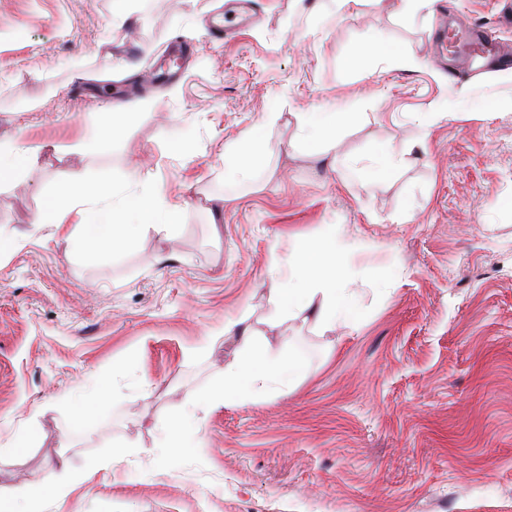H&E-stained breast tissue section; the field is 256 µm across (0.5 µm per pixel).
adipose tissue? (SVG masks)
Returning a JSON list of instances; mask_svg holds the SVG:
<instances>
[{
    "label": "adipose tissue",
    "mask_w": 512,
    "mask_h": 512,
    "mask_svg": "<svg viewBox=\"0 0 512 512\" xmlns=\"http://www.w3.org/2000/svg\"><path fill=\"white\" fill-rule=\"evenodd\" d=\"M512 104V88H490L452 93L445 106L448 114L490 112L500 103ZM151 99L142 98L112 109L111 121L91 118L76 147L82 152L108 154L132 127L136 119L153 109ZM306 141L318 143L328 156L331 170L344 183H366L384 177L404 162L403 157L378 151L367 158L337 154L344 127L357 120L354 112H299L295 115ZM278 112L263 113L258 128L247 129L237 142L225 147L220 156V175L225 199H235L255 187L272 171L266 134L280 121ZM179 207L155 183L152 174L129 181L116 172L101 170L90 181L59 187L47 198V208L34 221L68 228L70 257L94 262L104 256L118 257L132 248L140 234L172 231ZM109 216L112 233L97 237L87 231L92 215ZM374 241L348 234L338 224L324 225L321 235L311 241L296 240L287 252L272 250L267 269L271 301L281 317L309 321L322 332L358 329L357 312L365 274L355 260L375 249ZM249 308H241L235 319L225 321L192 348L190 357L203 356L211 342L237 334L240 339L236 362L215 378L202 396L188 399L181 410L157 432L152 446L156 460L173 471L197 462L196 448L202 447L200 411L232 407L258 395L275 394L292 387L312 366V354L288 338L272 348L249 324Z\"/></svg>",
    "instance_id": "ef3b65f1"
}]
</instances>
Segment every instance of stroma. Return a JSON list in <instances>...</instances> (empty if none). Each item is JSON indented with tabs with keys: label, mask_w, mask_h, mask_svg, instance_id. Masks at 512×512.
Wrapping results in <instances>:
<instances>
[{
	"label": "stroma",
	"mask_w": 512,
	"mask_h": 512,
	"mask_svg": "<svg viewBox=\"0 0 512 512\" xmlns=\"http://www.w3.org/2000/svg\"><path fill=\"white\" fill-rule=\"evenodd\" d=\"M223 7L149 0L144 21L119 27L112 0H0V140L44 146L0 174V443L32 428L30 444L0 456V488L27 486L54 512L47 492L62 463L78 470L125 448L67 512H512V109L425 131L412 122L449 91L512 78L438 52L437 13L449 33L483 25L512 46L501 22L512 0H435L410 17L399 0H364L355 16L328 0H255L258 23L217 40L206 21ZM176 40L194 44L190 64L174 84L148 86ZM364 44L420 64L352 65ZM127 84L154 112L112 153L68 151L85 115L109 116ZM325 105L360 115L341 151L383 148L404 164L347 186L317 149L290 153L296 113ZM273 106L277 173L224 200L219 154ZM184 139L193 159L169 150ZM145 160L184 205L172 231L83 264L66 261L63 232L33 223L57 185L101 169L135 177ZM325 224L373 239L364 262L391 273L392 289L364 290L358 331L290 390L200 412L197 466L159 472L158 429L235 359L237 340L197 359L188 349L246 303L251 326L282 343L287 325L269 318L270 250ZM121 364L107 417L65 444L79 383Z\"/></svg>",
	"instance_id": "1"
}]
</instances>
